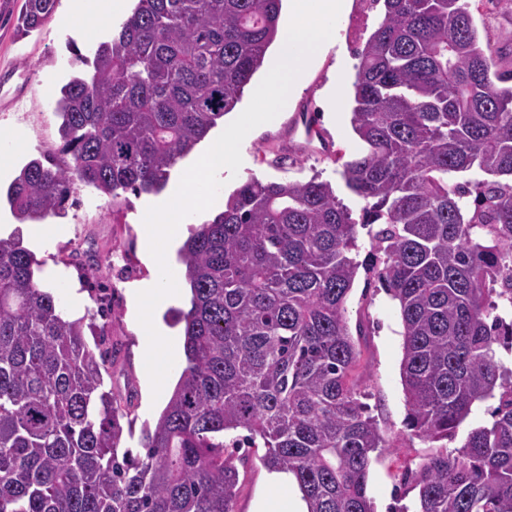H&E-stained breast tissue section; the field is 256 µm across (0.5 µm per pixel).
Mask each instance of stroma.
<instances>
[{
    "label": "stroma",
    "instance_id": "1",
    "mask_svg": "<svg viewBox=\"0 0 512 512\" xmlns=\"http://www.w3.org/2000/svg\"><path fill=\"white\" fill-rule=\"evenodd\" d=\"M17 9L16 0L0 5V133L18 141L22 152L17 163L22 166L40 154L56 152L61 123L56 111L58 89L83 71L76 54L91 55L100 42L111 40L122 17L115 13L90 15L81 33L67 22L69 0H57L51 19L20 38L15 34ZM471 11L482 46L490 49L498 68H512V0H472ZM383 15V6L352 0L350 12L339 22L323 56L311 66L292 107L244 138L242 164L236 175H224L217 205H224L229 195L252 177L306 181L316 175L332 184L353 217H360L365 202L346 188L341 172L344 163L364 152L366 146L355 134L350 114L335 116L326 111L324 95L336 73L338 56H345L348 62L344 81L354 78L356 53ZM47 82L54 84V92L39 94V87ZM297 110L315 114L322 135L332 144L331 152L285 150L283 127ZM74 197V204L60 219L62 232L47 241L43 259L75 278L87 301L85 313L93 316L97 327L120 350L104 383L114 393L133 396L132 432L124 436L123 444L134 449L143 424L156 423L171 396L166 390L152 397L144 386L139 327L127 299L129 288L150 277L139 226L147 208L161 196L126 192L114 203L92 188L81 187ZM346 308L349 329L356 332L361 351L354 378L389 442L373 455L367 492L374 512H398L400 507L415 505L414 496L401 489L405 465L419 462L430 452L426 443L405 441L407 407L400 376L403 337L398 308L383 290L367 286L362 272L355 279ZM263 453L260 447L237 452L240 483L236 512H258L275 490L276 476L263 466Z\"/></svg>",
    "mask_w": 512,
    "mask_h": 512
}]
</instances>
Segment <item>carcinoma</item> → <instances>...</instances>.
I'll return each mask as SVG.
<instances>
[{"label": "carcinoma", "mask_w": 512, "mask_h": 512, "mask_svg": "<svg viewBox=\"0 0 512 512\" xmlns=\"http://www.w3.org/2000/svg\"><path fill=\"white\" fill-rule=\"evenodd\" d=\"M363 49L343 165L360 222L327 181L250 179L179 249L193 296L186 365L145 456L121 447L131 402L104 388L114 351L0 238V512H234L224 449L247 432L308 512H373L371 453L389 444L353 380L346 302L360 267L397 302L409 439L437 443L402 482L416 512H512V69L492 70L469 0H383ZM56 0H22L16 35ZM281 0H137L61 88V144L7 190L22 224L65 214L78 186L161 190L240 101ZM457 174L473 179L459 182ZM369 228L371 263L357 260ZM492 422L448 449L475 404ZM230 436V442L224 437Z\"/></svg>", "instance_id": "obj_1"}]
</instances>
